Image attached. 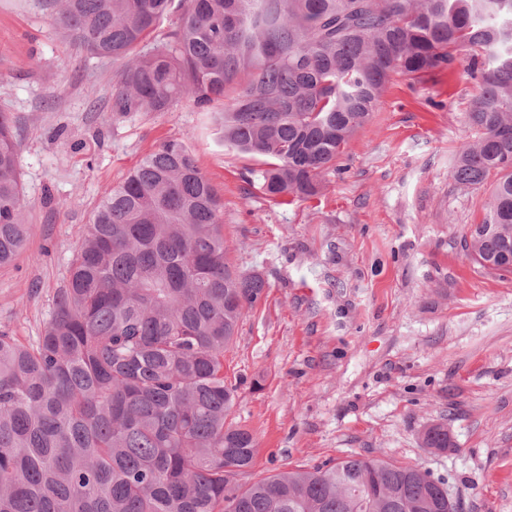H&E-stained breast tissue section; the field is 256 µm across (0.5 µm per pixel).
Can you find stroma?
<instances>
[{"label":"stroma","instance_id":"obj_1","mask_svg":"<svg viewBox=\"0 0 512 512\" xmlns=\"http://www.w3.org/2000/svg\"><path fill=\"white\" fill-rule=\"evenodd\" d=\"M471 67L463 52L393 76L324 190L288 204L192 102L113 116L111 60L70 45L36 0H0V111L14 117L30 226L0 268V331L39 336L101 193L183 141L223 199L232 262L268 284L224 354L228 420L258 446L242 481L384 456L443 480L457 512H512V274L466 257L490 189L450 174L475 137ZM435 424L448 451L422 444Z\"/></svg>","mask_w":512,"mask_h":512}]
</instances>
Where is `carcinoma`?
Listing matches in <instances>:
<instances>
[{"instance_id":"obj_1","label":"carcinoma","mask_w":512,"mask_h":512,"mask_svg":"<svg viewBox=\"0 0 512 512\" xmlns=\"http://www.w3.org/2000/svg\"><path fill=\"white\" fill-rule=\"evenodd\" d=\"M88 53L119 63L112 112L211 114L262 162V189L318 195L392 75L482 58L451 170L491 184L472 260L512 254V0H41ZM178 13L167 32L165 18ZM0 112V267L25 247L19 149ZM223 204L181 141L104 191L38 341L0 332V512H445L429 472L351 455L248 484L257 443L227 423L224 351L267 282L229 261ZM424 447L445 451L448 428Z\"/></svg>"}]
</instances>
